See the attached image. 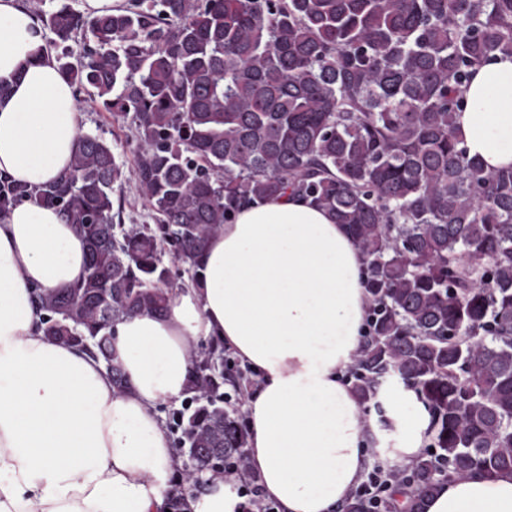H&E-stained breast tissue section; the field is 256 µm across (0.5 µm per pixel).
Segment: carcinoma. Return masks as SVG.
Here are the masks:
<instances>
[{"label": "carcinoma", "instance_id": "cac0c4a2", "mask_svg": "<svg viewBox=\"0 0 512 512\" xmlns=\"http://www.w3.org/2000/svg\"><path fill=\"white\" fill-rule=\"evenodd\" d=\"M75 92L128 119L132 175L153 224H116L125 174L79 136L71 170L40 189L0 176V215L52 207L88 243L73 288L34 291L44 333L105 363L106 329L159 314L171 263L195 273L208 239L252 198H308L367 260L368 331L350 366L364 410L397 377L431 417L426 451L390 496L340 512H425L441 484L512 472V167L488 170L457 135L473 70L512 54V0H128L37 15ZM81 37L78 53L68 42ZM177 445L191 471L250 474L248 435L224 409V351L192 353Z\"/></svg>", "mask_w": 512, "mask_h": 512}]
</instances>
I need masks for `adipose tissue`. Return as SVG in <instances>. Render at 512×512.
<instances>
[{
    "mask_svg": "<svg viewBox=\"0 0 512 512\" xmlns=\"http://www.w3.org/2000/svg\"><path fill=\"white\" fill-rule=\"evenodd\" d=\"M40 23L0 0V173L38 189L65 175L84 125L72 86L44 55ZM456 126L469 155L512 166V55L475 68ZM87 243L58 210L24 201L0 217V512H166L183 465L162 407L188 395L191 350L223 341L256 373L245 404L249 455L285 512H336L361 482L366 448L392 465L421 455L430 415L398 379L385 413L359 405L346 371L365 332V260L346 229L298 196L242 205L196 259V280L161 314L113 323L128 380L50 340L34 290L71 287ZM190 512H236L223 473L207 471ZM426 512H512V473L445 483Z\"/></svg>",
    "mask_w": 512,
    "mask_h": 512,
    "instance_id": "ef3b65f1",
    "label": "adipose tissue"
}]
</instances>
